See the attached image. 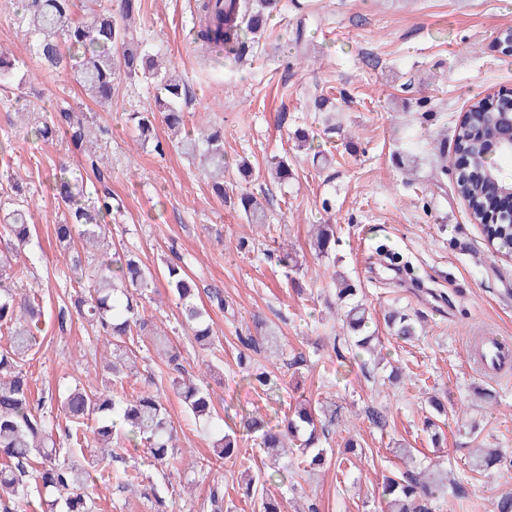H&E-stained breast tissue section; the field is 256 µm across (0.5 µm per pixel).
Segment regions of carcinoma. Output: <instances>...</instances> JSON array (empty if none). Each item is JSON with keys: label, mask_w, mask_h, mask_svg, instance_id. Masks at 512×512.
I'll use <instances>...</instances> for the list:
<instances>
[{"label": "carcinoma", "mask_w": 512, "mask_h": 512, "mask_svg": "<svg viewBox=\"0 0 512 512\" xmlns=\"http://www.w3.org/2000/svg\"><path fill=\"white\" fill-rule=\"evenodd\" d=\"M117 9L99 8L94 0L83 16L76 12V0H25L24 20L33 37L35 58L46 70L69 69L85 95L96 105L107 107L120 84L138 78L155 86L153 107L136 112L130 120L136 141L149 140L156 121H162L175 135V147L184 156L201 160L212 190L224 198V132L217 126L184 130L183 106L188 87L176 72L146 52L136 39L133 26L137 0H115ZM278 0H199L197 3L196 42L210 54H222L224 60L238 62L253 50L254 35L265 25L267 15ZM15 61L0 53V88L16 81ZM59 116L52 123L35 121L32 133L38 140L67 138L84 157L96 181L103 186L86 193L84 177L62 163L56 169V190L67 206L65 223L55 225L60 246L70 245L74 235L85 245L100 248L107 239L106 218L115 205L106 184L111 171L100 153L107 130L89 120L82 111L58 106ZM499 101L488 94L470 105L464 119L455 128V141L466 156V166L455 175V189L465 201L471 219L479 224L485 241L498 254L512 259V218H490V211L501 197L505 180L491 171L486 150L498 139ZM268 173L285 183L291 176L286 159L274 156ZM236 206L248 224L262 225L266 219L263 198L242 189ZM30 200L26 191L15 187V203L0 214V229L10 238L11 248L0 250V328L7 330L8 346L0 349V509L3 512H93L96 477L92 471L99 459L77 460L73 449L57 447L56 425L39 411L42 401H34L24 362L39 345L37 332L43 310L37 293L19 286L24 271L13 264L30 241L32 234ZM313 245L326 256L336 245L333 224H317ZM70 279L82 289L75 304L76 314L96 327L104 347L109 350L105 368L116 383L137 375L136 350L128 346L132 328L147 336L165 365L179 376L171 378L174 394L187 406L194 419L221 435L213 443L217 460L230 458L247 439L257 442L275 465V473L288 479L297 462L310 466L324 462L326 449L319 446L320 433L336 425L338 412L330 403L303 402L285 412L277 424L247 411L227 412L239 426L220 425L211 393L201 378L184 377L179 355L167 332L139 313L146 292L154 287L151 272L129 252L106 251L79 253L70 260ZM167 287L181 306L182 323L191 329L203 351L214 348L212 329L205 311L196 301V285L186 264L170 263L165 275ZM337 297L343 310L342 329L355 354L372 350L379 340L370 331L373 313L358 299V289L344 277L337 280ZM384 322L389 334L403 341L417 335L415 321L407 314L392 311ZM57 411L69 423L67 440L97 448L101 455L116 458L128 445H144L153 461L165 464L177 448L173 426L160 393L149 390L131 394L107 395L78 380L65 392L50 397ZM503 455L497 448H477L469 457L470 471L491 477ZM34 481L41 489L39 505L24 492V483ZM265 478L251 476L245 495L258 500L259 512H281L278 501L264 494ZM448 473L425 469L405 471L386 478L379 496L380 512H428L427 502L444 491ZM206 506L210 512H222L224 487L215 482L209 488Z\"/></svg>", "instance_id": "cac0c4a2"}]
</instances>
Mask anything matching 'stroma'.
I'll use <instances>...</instances> for the list:
<instances>
[{"label": "stroma", "mask_w": 512, "mask_h": 512, "mask_svg": "<svg viewBox=\"0 0 512 512\" xmlns=\"http://www.w3.org/2000/svg\"><path fill=\"white\" fill-rule=\"evenodd\" d=\"M301 17L295 0H281L265 31L257 35L252 61L243 65L202 56L194 41L196 0H139L138 37L185 80L191 98L187 128H224V195L216 197L207 177L174 147L156 152L153 142L134 144L130 113L153 102L154 90L127 81L110 108L90 103L72 76L38 70L21 31L19 0H0V50L11 53L26 82L0 90V209L19 182L37 199L36 230L21 257L23 287L35 288L45 317L40 347L23 368L35 396L58 393L79 379L102 391H117L104 370L96 332L79 318L60 320L76 291L69 256L54 233L66 210L52 189L60 164L78 168L81 158L65 141L35 140L16 115L34 110L53 120L58 101L91 113L107 128L102 151L112 168V193L123 204L109 225L112 242L128 250L157 277L158 291L145 314L164 322L186 373L202 363L216 411L234 405L259 410L268 419L306 400L335 402L342 424L330 427L323 445L334 457L320 468L302 467L295 483L266 488L282 512H378L377 486L402 471L393 454L398 444L414 448L421 463L451 470L460 494L442 493L434 512H490L512 491V471L488 479L471 473V449L500 448L512 458V373L475 371L469 350L476 332L489 330L512 340V261L493 253L479 225L455 190L454 176L435 182L437 163L428 143L453 135L461 113L476 97L512 91V55L495 47L499 32L512 27V0H307ZM305 38L296 53V33ZM323 87L335 104V133L311 102ZM306 126L321 155L296 148L294 132ZM415 157L418 185L402 181L401 155ZM288 159V183L266 174L270 157ZM254 169L244 182L239 162ZM266 198L267 222L246 224L231 200L242 186ZM336 227V269L363 290V300L381 315L397 308L421 324L412 341L379 327L382 360L354 357L342 337L336 285L318 275L309 227ZM386 242L411 264L398 271L380 264L373 246ZM289 251L299 266L278 262ZM190 262L196 299L211 290L224 294L228 311L209 306L215 347L197 348L162 275L177 257ZM275 342H268V335ZM258 348L251 371L267 372L272 389L250 384L238 366L240 339ZM135 388L159 392L177 432L180 453L168 464L151 461L145 447L126 448L108 470H134L142 483L130 494L115 479L98 482L95 512H204L209 485L224 484V512H254L240 486L243 472H266L255 441L237 456L216 461L214 435L188 415L169 388V369L145 342L136 341ZM399 381H391L392 367ZM250 371V372H251ZM447 407L443 440L423 430L429 399ZM355 440L346 451L347 440Z\"/></svg>", "instance_id": "obj_1"}]
</instances>
